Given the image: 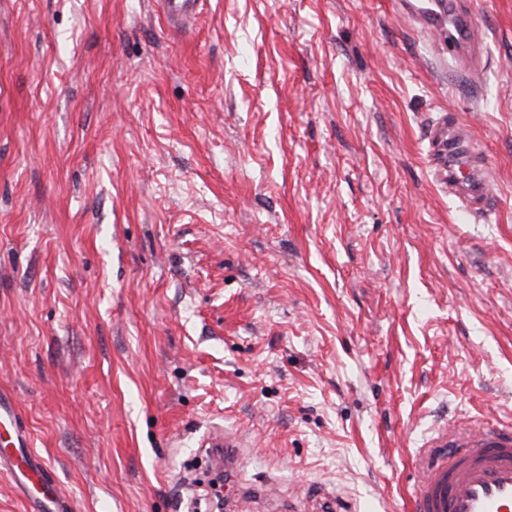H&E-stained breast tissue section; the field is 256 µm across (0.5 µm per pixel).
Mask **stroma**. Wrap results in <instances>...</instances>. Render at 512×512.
<instances>
[{
	"label": "stroma",
	"instance_id": "35a3bbf8",
	"mask_svg": "<svg viewBox=\"0 0 512 512\" xmlns=\"http://www.w3.org/2000/svg\"><path fill=\"white\" fill-rule=\"evenodd\" d=\"M478 66L389 0H0V389L77 512H411L434 427L512 425V0ZM485 216L430 167L440 114ZM197 0H162L167 19L172 25H183L196 11ZM202 447L209 448L212 456L219 463L225 477H235L240 461L233 448H238L237 437L223 430L208 434L201 443Z\"/></svg>",
	"mask_w": 512,
	"mask_h": 512
}]
</instances>
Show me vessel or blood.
<instances>
[{
    "label": "vessel or blood",
    "instance_id": "vessel-or-blood-1",
    "mask_svg": "<svg viewBox=\"0 0 512 512\" xmlns=\"http://www.w3.org/2000/svg\"><path fill=\"white\" fill-rule=\"evenodd\" d=\"M170 24H184L196 11L197 0H162ZM398 9L413 15L427 29L447 27L448 46L454 57L472 59L478 30L472 20L469 0H397ZM434 146L431 166L435 179L457 195L467 210H483L489 199L484 164L461 150L459 138L440 117L430 128ZM11 401L0 393V425H12V451L0 452V475L27 490L38 484L42 495L31 496L27 512H75L73 499L53 488L31 438L16 428ZM225 476H236L240 461L236 436L213 432L202 441ZM423 477L412 499V512H512V426H482L465 436L448 428L436 430L422 460Z\"/></svg>",
    "mask_w": 512,
    "mask_h": 512
}]
</instances>
